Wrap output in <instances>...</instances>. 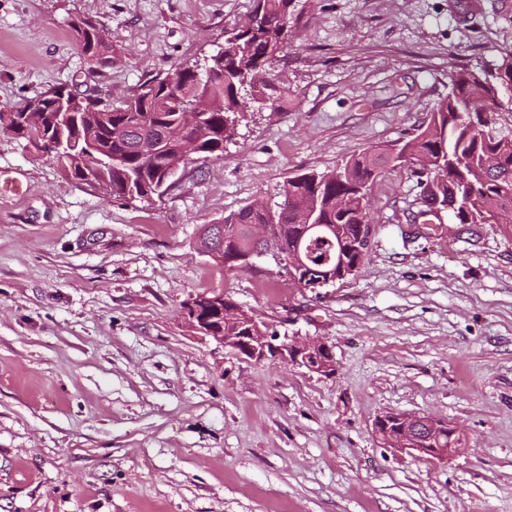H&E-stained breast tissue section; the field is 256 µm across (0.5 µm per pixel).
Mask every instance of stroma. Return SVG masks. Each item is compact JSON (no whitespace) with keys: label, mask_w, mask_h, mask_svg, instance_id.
Listing matches in <instances>:
<instances>
[{"label":"stroma","mask_w":512,"mask_h":512,"mask_svg":"<svg viewBox=\"0 0 512 512\" xmlns=\"http://www.w3.org/2000/svg\"><path fill=\"white\" fill-rule=\"evenodd\" d=\"M254 0H0V112L65 85L119 105L205 63ZM92 20L108 66L80 54ZM270 78L220 159L180 168L141 207L66 176L0 129V512H512V238L440 212L386 169L360 273L292 281L270 251L232 271L202 225L288 178L335 170L426 125L458 71L512 47V0H296ZM221 293L335 370L254 362L196 334L183 306ZM428 416L461 447H388L379 416ZM72 29L78 49L88 62L99 64L111 58L112 46L93 21L79 19L72 24Z\"/></svg>","instance_id":"35a3bbf8"}]
</instances>
